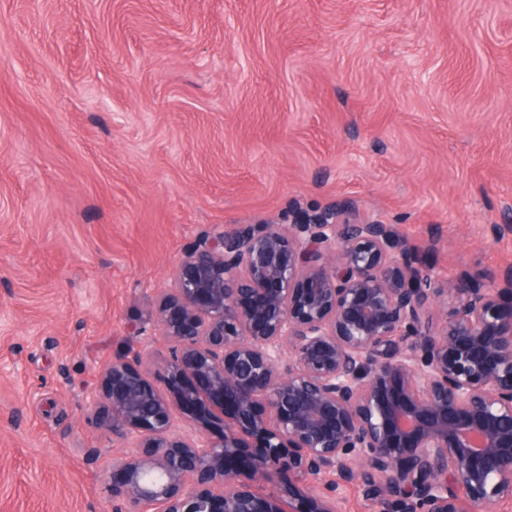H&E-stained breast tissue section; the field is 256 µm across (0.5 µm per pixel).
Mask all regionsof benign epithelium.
<instances>
[{
    "mask_svg": "<svg viewBox=\"0 0 512 512\" xmlns=\"http://www.w3.org/2000/svg\"><path fill=\"white\" fill-rule=\"evenodd\" d=\"M155 318L165 389L116 358L90 400L120 512H345L352 485L378 512L512 505V275L440 282L327 207L201 238Z\"/></svg>",
    "mask_w": 512,
    "mask_h": 512,
    "instance_id": "1",
    "label": "benign epithelium"
}]
</instances>
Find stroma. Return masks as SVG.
Masks as SVG:
<instances>
[{"label":"stroma","instance_id":"stroma-1","mask_svg":"<svg viewBox=\"0 0 512 512\" xmlns=\"http://www.w3.org/2000/svg\"><path fill=\"white\" fill-rule=\"evenodd\" d=\"M342 205L512 272V0H0V512H115L99 369L186 251Z\"/></svg>","mask_w":512,"mask_h":512}]
</instances>
